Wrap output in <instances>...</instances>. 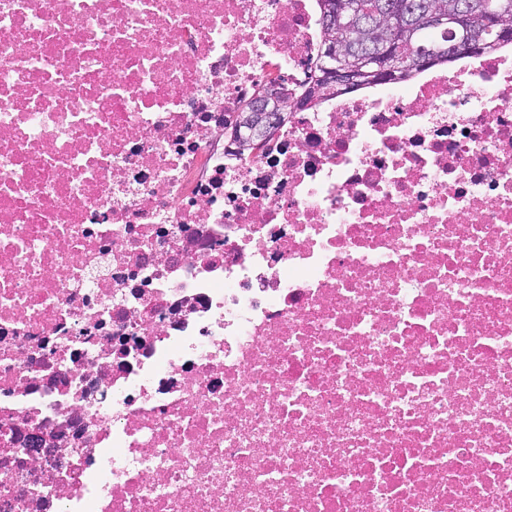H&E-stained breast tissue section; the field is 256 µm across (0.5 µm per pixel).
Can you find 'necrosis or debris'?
Listing matches in <instances>:
<instances>
[{
    "mask_svg": "<svg viewBox=\"0 0 512 512\" xmlns=\"http://www.w3.org/2000/svg\"><path fill=\"white\" fill-rule=\"evenodd\" d=\"M314 0H0V512H512V47L287 112ZM288 105H291V102H288V99L282 96L279 87L277 85L269 86L258 103L247 114V118L252 126L251 133L241 142L253 147L242 150L255 148L253 142L283 118V112L287 111Z\"/></svg>",
    "mask_w": 512,
    "mask_h": 512,
    "instance_id": "1",
    "label": "necrosis or debris"
}]
</instances>
